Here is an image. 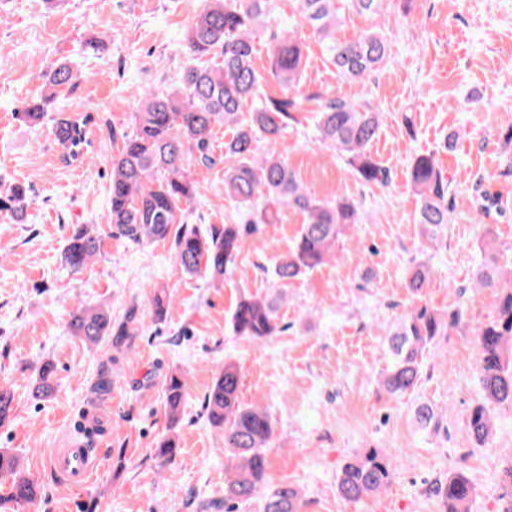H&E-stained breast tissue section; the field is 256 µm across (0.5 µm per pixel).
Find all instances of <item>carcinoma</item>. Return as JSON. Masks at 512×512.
Instances as JSON below:
<instances>
[{
  "label": "carcinoma",
  "instance_id": "carcinoma-1",
  "mask_svg": "<svg viewBox=\"0 0 512 512\" xmlns=\"http://www.w3.org/2000/svg\"><path fill=\"white\" fill-rule=\"evenodd\" d=\"M184 35L185 49L196 64L187 68L178 86L171 90L149 89L139 99L134 129L121 135L123 146L112 157L109 190L108 233L134 244L174 237L175 260L188 274L201 269L221 280L228 275L255 226L278 223L286 209L299 212L303 223L290 251L280 257L273 270L276 286L284 287L335 257L338 240L361 223L358 205L338 195L321 199L305 188L288 160L274 153L259 156L255 143L263 138L277 142L288 129L295 101L288 98L305 68L302 44L289 30L273 32L269 67L255 65L254 36L267 26L274 0H202ZM359 14H378L388 0H346ZM298 14L321 37L326 62L346 80L361 81L376 71L388 57V38L380 30H367L351 40L336 37L340 24L339 0H298ZM54 93L71 88L76 75L67 64H58L47 75ZM279 84L283 94L269 96L267 80ZM248 118H242L243 113ZM92 123L88 113H73L55 120L53 135L67 165L82 166L93 160L87 138ZM224 126V155L210 153L215 129ZM317 125L324 143L343 156L354 175L368 186H384L388 174L370 154L377 139L381 114L370 104L338 98L318 100ZM211 167L224 163V194L247 211L242 224H223L203 236L184 223L185 207L197 196L191 178L189 156ZM410 184L418 196L417 224L424 242L441 247L448 240V190L450 182L438 168L432 153L416 154L411 161ZM31 203L29 188L12 183L0 188V216L18 218ZM103 237L89 227H76L66 241L63 261L77 271L101 253ZM499 252L495 239L487 237L476 287L499 289L492 316L475 328L480 346L478 377L483 400L474 404L466 420V437L485 446L493 432L491 408L512 404V284L500 281ZM429 280L425 264L416 265L405 278V288L422 294ZM173 303L164 291L155 293L153 315L163 320ZM141 319L131 306L121 322L112 321L108 310L82 307L72 314V335L94 345L109 340L119 350L139 330ZM236 335L265 342L278 332V307L261 297L239 299L231 315ZM467 324V312L455 307L440 314L426 305L414 308L390 331L389 360L380 374V385L392 397L413 391L421 377L424 356L438 336ZM55 367L43 363L31 388L35 399H45L54 390ZM240 375L233 363L224 364L204 396L209 424L224 431V448L231 452V465L224 483V507L252 499L262 488L268 459L265 448L274 427L265 410L245 406L239 398ZM185 396L183 375L173 372L166 380L164 404L169 429L178 421ZM14 393L0 386V426L10 419ZM415 418L421 428L438 425L437 413L420 405ZM177 436L169 434L154 449L157 458L169 462L179 454ZM0 475L10 479L4 502H33L38 485L20 468L18 456L0 450ZM394 477V464L380 448H369L345 462L338 475L343 499L355 502L385 490ZM502 493L498 512H512V464L500 478ZM434 493L446 505L445 512H470L476 488L462 471L438 482ZM297 489L277 486L267 497L265 512H302Z\"/></svg>",
  "mask_w": 512,
  "mask_h": 512
}]
</instances>
